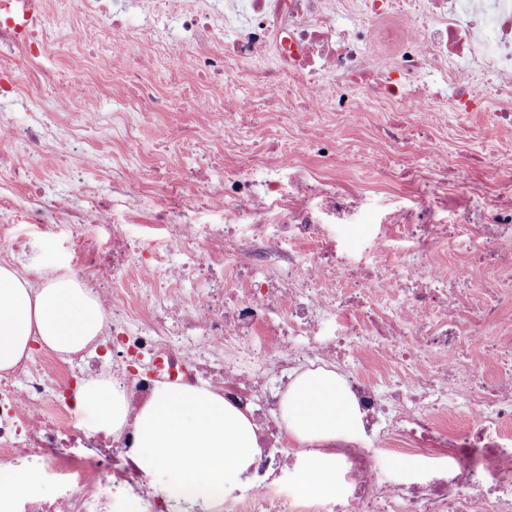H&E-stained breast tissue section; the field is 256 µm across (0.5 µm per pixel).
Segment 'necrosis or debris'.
Instances as JSON below:
<instances>
[{"instance_id":"obj_1","label":"necrosis or debris","mask_w":512,"mask_h":512,"mask_svg":"<svg viewBox=\"0 0 512 512\" xmlns=\"http://www.w3.org/2000/svg\"><path fill=\"white\" fill-rule=\"evenodd\" d=\"M165 0H70L79 29L45 0V20L27 38L0 20V61L13 79L0 97L19 103L25 123L0 125V138L27 156L51 141L69 142L49 114L56 97L80 100L79 121L90 124L101 85L66 70L44 87L32 72L51 43L82 46L87 30L103 29L114 56L149 45L161 26ZM414 29L395 60L370 61L372 33L363 21L342 20L335 0H182L172 68H188L213 83L224 58L250 64L274 53L300 76L309 106L328 78L346 121L357 113L349 82L368 80L393 103L409 104L426 127L429 87L460 112L487 113L492 126H512V103L491 92L512 86V0H410ZM477 73L481 89L460 84ZM0 265L20 266L32 241L69 238L64 270L102 302L104 321L89 349L62 360L51 373L43 357L0 375V452L16 461L31 487L0 495V512H512V201L459 209L462 222L436 223L455 207L447 194L416 184L419 206L380 225L365 252L340 243L338 224L353 223L358 195L317 188L314 177L281 154L294 191L283 195L276 173L257 181L244 160L221 180L190 169L155 196L152 209L125 205L83 182L66 189L47 179L24 182L20 165L0 168ZM217 217L203 224L197 206ZM145 224L146 238L126 226ZM17 224L35 238H18ZM467 242L474 260L491 265L495 280L470 291L467 275L448 276L434 259L448 241ZM273 259L257 276L249 258ZM137 268L147 286L139 305L126 302L116 273ZM232 272L245 283L230 287ZM493 331L483 342L485 331ZM393 367L381 378L357 372L364 352ZM495 374L481 375L484 357ZM337 367L364 413L361 441L298 445L280 423L281 395L297 373ZM92 378L115 380L124 392L120 435L87 433L75 418V394ZM213 389L255 426L258 452L238 488L208 497L173 498L158 491L134 462L136 419L163 383ZM465 419L458 433L446 413ZM401 447L408 459L436 466L424 479L383 481L378 453ZM316 454L331 456L335 486L321 498L299 497L288 475Z\"/></svg>"}]
</instances>
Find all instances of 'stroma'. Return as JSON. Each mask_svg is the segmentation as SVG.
<instances>
[{"mask_svg":"<svg viewBox=\"0 0 512 512\" xmlns=\"http://www.w3.org/2000/svg\"><path fill=\"white\" fill-rule=\"evenodd\" d=\"M409 24V17L400 8L369 20L375 33L374 61L384 66L395 59L397 38ZM253 69L263 76L277 75L273 92H260L255 80L238 78L239 65L229 59L224 67V85L214 93L217 109L208 113L193 109L196 96L204 89L196 74L175 73L161 63L145 69V83L154 94L166 99L167 107L161 112L135 113L138 137L133 141L124 138L120 118L132 111L136 93L122 72H114L112 84L97 107L99 130L79 134L80 140L91 141L95 161L88 165L79 159L76 167L85 168L87 179L105 189L113 185L124 169L137 171L146 182L159 172L175 181L201 153L216 163L244 157L255 160L261 170L275 167L277 155L267 148L268 143L274 142L292 152L297 164L324 185L360 193V221L336 227L337 235L354 246L373 238L380 224L397 211L416 206L417 199L407 186L409 172L430 174L453 197L461 190L459 174L469 171L477 161L494 159L495 173L464 189L476 209L512 186V128H488L485 113L458 112L438 102L432 104L430 125L422 131L416 127V117L407 106L390 104L369 84L362 83L349 89L359 107L360 119L347 125L336 116L335 83H328L323 106L311 110L299 78L282 73L274 55L263 56ZM243 99L252 102L250 111L245 113L235 108L236 102ZM217 123L222 124L223 134L214 138L209 131ZM393 123L401 125L405 137L426 134L437 146L436 155L410 157L397 153L386 135L387 127ZM163 130L169 136L162 142L158 134ZM322 137L335 141L337 161L325 162L315 153L313 143ZM360 142L371 151L368 160L358 158L356 145Z\"/></svg>","mask_w":512,"mask_h":512,"instance_id":"1","label":"stroma"}]
</instances>
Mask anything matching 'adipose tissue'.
Masks as SVG:
<instances>
[{
  "label": "adipose tissue",
  "mask_w": 512,
  "mask_h": 512,
  "mask_svg": "<svg viewBox=\"0 0 512 512\" xmlns=\"http://www.w3.org/2000/svg\"><path fill=\"white\" fill-rule=\"evenodd\" d=\"M103 316L101 304L73 280L48 278L36 286L0 267V371L14 369L35 339L59 354L85 348L100 333ZM76 405L89 433L109 436L125 424L124 398L114 386L87 383ZM363 417L346 380L331 369L299 374L281 399V420L301 442L356 439Z\"/></svg>",
  "instance_id": "1"
}]
</instances>
